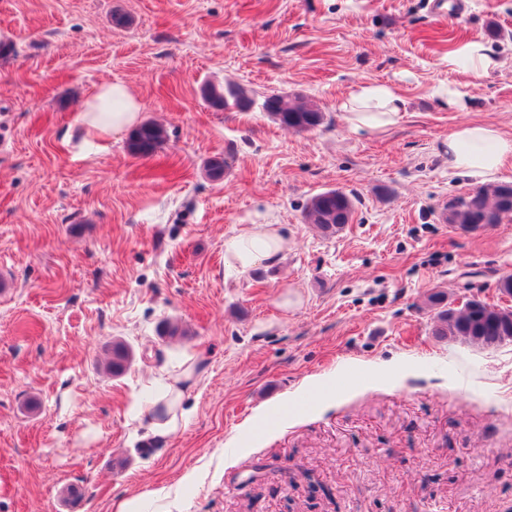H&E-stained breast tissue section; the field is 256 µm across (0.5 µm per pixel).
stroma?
I'll return each mask as SVG.
<instances>
[{
  "label": "stroma",
  "mask_w": 512,
  "mask_h": 512,
  "mask_svg": "<svg viewBox=\"0 0 512 512\" xmlns=\"http://www.w3.org/2000/svg\"><path fill=\"white\" fill-rule=\"evenodd\" d=\"M472 41L501 68L450 69ZM1 45L0 512H512V342L436 338L423 304L440 289L512 306V218L438 219L448 197L512 182V158L483 180L444 151L463 122L512 136V0L442 18L431 0H0ZM107 81L166 128L155 154L130 155L125 133L62 141ZM210 83L256 108L214 109ZM364 84L403 97L396 125L350 129L341 104ZM270 95L325 120L286 130ZM331 188L355 213L329 237L303 210ZM249 224L281 225L288 250L228 269ZM115 341L133 353L117 376ZM190 367L189 420L150 434V395ZM264 404L301 420L246 427Z\"/></svg>",
  "instance_id": "stroma-1"
}]
</instances>
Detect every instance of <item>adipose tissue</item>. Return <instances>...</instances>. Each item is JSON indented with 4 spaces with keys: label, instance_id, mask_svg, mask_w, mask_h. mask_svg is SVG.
<instances>
[{
    "label": "adipose tissue",
    "instance_id": "adipose-tissue-1",
    "mask_svg": "<svg viewBox=\"0 0 512 512\" xmlns=\"http://www.w3.org/2000/svg\"><path fill=\"white\" fill-rule=\"evenodd\" d=\"M450 67L475 76L496 70L498 56L480 42H470L448 55ZM404 105L402 97L385 85L359 87L347 98L342 108L353 131L377 132L396 124ZM142 105L121 82L99 84L87 96L74 124L69 125L65 139L108 140L141 122ZM448 165L464 174L486 177L497 172L512 156V137L505 136L492 124H461L448 134ZM288 248L280 225L252 224L224 243L225 266L245 273L262 265L277 263ZM160 409L149 414L150 426L157 433H174L189 411L183 405L180 384L166 385Z\"/></svg>",
    "mask_w": 512,
    "mask_h": 512
}]
</instances>
